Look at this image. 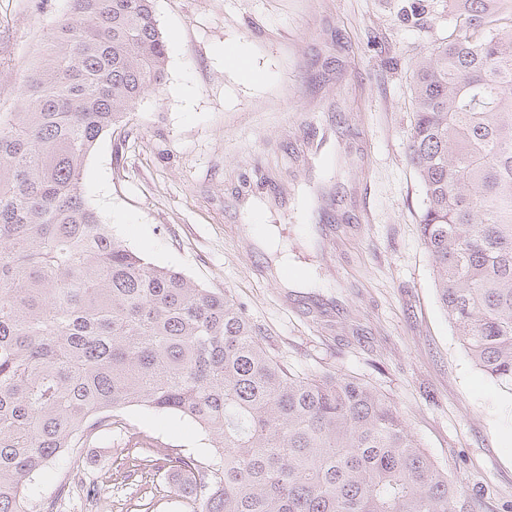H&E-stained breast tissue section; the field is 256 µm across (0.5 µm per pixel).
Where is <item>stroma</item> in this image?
I'll use <instances>...</instances> for the list:
<instances>
[{
    "label": "stroma",
    "instance_id": "1",
    "mask_svg": "<svg viewBox=\"0 0 512 512\" xmlns=\"http://www.w3.org/2000/svg\"><path fill=\"white\" fill-rule=\"evenodd\" d=\"M402 0H154L167 81L88 156L83 191L103 223L152 264L226 291L289 370L360 378L403 414L422 448L466 488L460 512H512V395L471 362L443 313L407 159L413 65L455 20ZM69 0H0V112L43 60ZM288 254L310 272L286 288ZM84 478L108 512H189L164 475L124 476L142 448L211 461L190 418L137 406ZM432 0H404L401 15L406 23L412 25L424 24L431 14Z\"/></svg>",
    "mask_w": 512,
    "mask_h": 512
}]
</instances>
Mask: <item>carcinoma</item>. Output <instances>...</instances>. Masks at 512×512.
Listing matches in <instances>:
<instances>
[{
	"label": "carcinoma",
	"mask_w": 512,
	"mask_h": 512,
	"mask_svg": "<svg viewBox=\"0 0 512 512\" xmlns=\"http://www.w3.org/2000/svg\"><path fill=\"white\" fill-rule=\"evenodd\" d=\"M15 112H0V512L49 463L137 405L186 416L217 461L151 442L191 512H458L462 482L398 409L347 375L290 373L245 311L121 244L85 199L97 140L167 79L153 0H70ZM455 24L413 70L408 159L441 307L512 394V0H448ZM431 0H404L420 25ZM105 508L101 487L80 483Z\"/></svg>",
	"instance_id": "cac0c4a2"
}]
</instances>
